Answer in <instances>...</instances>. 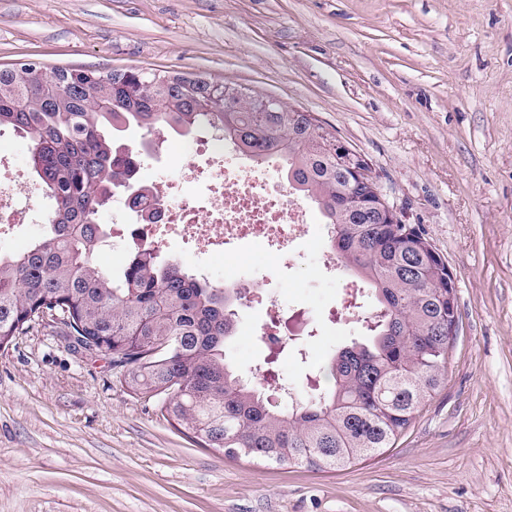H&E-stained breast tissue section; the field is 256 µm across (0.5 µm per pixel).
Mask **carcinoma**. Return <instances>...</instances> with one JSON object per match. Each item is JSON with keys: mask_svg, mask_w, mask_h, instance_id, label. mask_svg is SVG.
Here are the masks:
<instances>
[{"mask_svg": "<svg viewBox=\"0 0 512 512\" xmlns=\"http://www.w3.org/2000/svg\"><path fill=\"white\" fill-rule=\"evenodd\" d=\"M28 64L0 69V128L30 143L32 170L51 207L43 234L18 253H0V347L30 323L70 318L79 336L102 340L112 362L131 365L129 392L161 399V414L197 444L229 459L258 458L324 471L391 448L443 383L448 363V283L420 226L370 224L344 205L348 184L336 161V135L292 112H261V95L211 102L212 81L131 69L86 70L52 99ZM219 125L236 149L279 172L317 204L330 250L375 304L366 337L324 363L330 385L281 407L259 382L226 361L244 296L200 280L176 260L137 248L113 274L96 261L109 233L103 201L122 190V133L136 127L188 135Z\"/></svg>", "mask_w": 512, "mask_h": 512, "instance_id": "1", "label": "carcinoma"}]
</instances>
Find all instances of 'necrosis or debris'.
I'll return each mask as SVG.
<instances>
[{
  "instance_id": "obj_1",
  "label": "necrosis or debris",
  "mask_w": 512,
  "mask_h": 512,
  "mask_svg": "<svg viewBox=\"0 0 512 512\" xmlns=\"http://www.w3.org/2000/svg\"><path fill=\"white\" fill-rule=\"evenodd\" d=\"M190 155L181 179L168 180L159 194V224L143 222L132 215L130 231L134 245L158 247V226H165L184 241L194 242L199 257L223 251L235 242L242 251L257 242L274 247L279 257H287L297 240L308 231V211L297 199L288 198L281 188L256 175L238 177L225 186L228 160L223 138L201 136L188 140ZM194 185V193L183 195L180 183ZM40 185L23 173L0 169V225L13 229L42 221L37 201Z\"/></svg>"
}]
</instances>
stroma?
I'll use <instances>...</instances> for the list:
<instances>
[{
  "mask_svg": "<svg viewBox=\"0 0 512 512\" xmlns=\"http://www.w3.org/2000/svg\"><path fill=\"white\" fill-rule=\"evenodd\" d=\"M207 77L311 113L369 162L456 280L445 381L394 447L336 472L232 460L130 395L59 321L0 348V512H512V0H0V67ZM151 175L186 163L153 135ZM312 211L287 261L248 257L226 345L243 378L324 384L362 336ZM277 320L286 346L259 328Z\"/></svg>",
  "mask_w": 512,
  "mask_h": 512,
  "instance_id": "35a3bbf8",
  "label": "stroma"
}]
</instances>
